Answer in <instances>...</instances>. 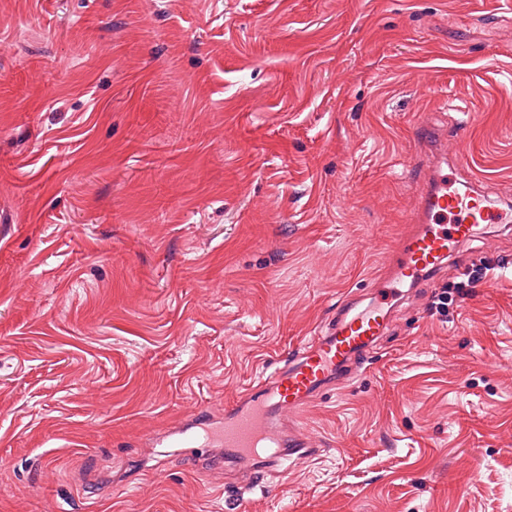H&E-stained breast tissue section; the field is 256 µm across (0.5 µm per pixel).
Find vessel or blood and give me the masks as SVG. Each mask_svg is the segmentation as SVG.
Listing matches in <instances>:
<instances>
[{
  "instance_id": "vessel-or-blood-1",
  "label": "vessel or blood",
  "mask_w": 512,
  "mask_h": 512,
  "mask_svg": "<svg viewBox=\"0 0 512 512\" xmlns=\"http://www.w3.org/2000/svg\"><path fill=\"white\" fill-rule=\"evenodd\" d=\"M413 136L429 149L432 161L415 194L411 227L399 239L390 274L376 291L377 302L340 308L335 322L311 337L302 352L254 384L244 400L225 407L223 427H210L209 413H197L176 431L175 444L190 448L201 442L216 444L223 447L225 460L250 459L264 471L291 456L301 460L316 455V448L300 432L284 431L285 409L306 403L350 361L362 356L390 325L386 301L397 297L406 283L437 276L475 236L477 226L492 221L494 201L488 190L472 180L449 182L446 134L420 122Z\"/></svg>"
}]
</instances>
